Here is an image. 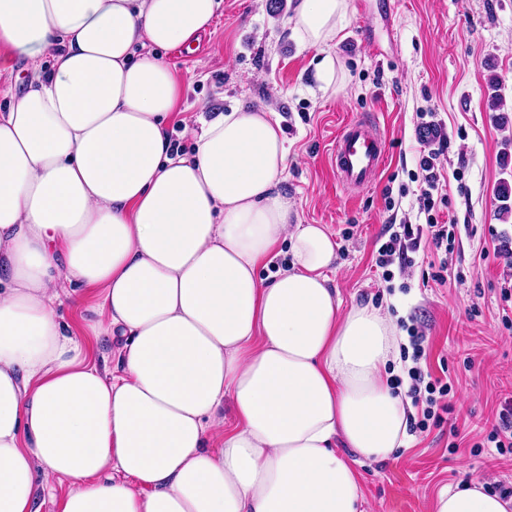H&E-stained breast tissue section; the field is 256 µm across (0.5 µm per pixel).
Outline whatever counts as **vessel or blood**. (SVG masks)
Masks as SVG:
<instances>
[{
	"label": "vessel or blood",
	"mask_w": 512,
	"mask_h": 512,
	"mask_svg": "<svg viewBox=\"0 0 512 512\" xmlns=\"http://www.w3.org/2000/svg\"><path fill=\"white\" fill-rule=\"evenodd\" d=\"M386 160L385 142L373 123L351 119L342 125L332 152V166L340 185L361 188L370 184Z\"/></svg>",
	"instance_id": "vessel-or-blood-1"
}]
</instances>
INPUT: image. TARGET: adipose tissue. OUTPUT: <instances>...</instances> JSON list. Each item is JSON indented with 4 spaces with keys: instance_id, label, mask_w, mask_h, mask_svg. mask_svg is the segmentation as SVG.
Listing matches in <instances>:
<instances>
[{
    "instance_id": "ef3b65f1",
    "label": "adipose tissue",
    "mask_w": 512,
    "mask_h": 512,
    "mask_svg": "<svg viewBox=\"0 0 512 512\" xmlns=\"http://www.w3.org/2000/svg\"><path fill=\"white\" fill-rule=\"evenodd\" d=\"M222 4L0 0V49L29 73L0 111V512H40L37 486L63 477L62 512H366L357 464L409 438L397 329L342 309L331 234L292 223L277 114H217L171 152L181 83L160 52ZM348 12L298 0L291 18L328 86ZM283 244L291 261L260 278ZM84 287L121 340L110 376L56 316ZM434 510L512 497L461 482Z\"/></svg>"
}]
</instances>
